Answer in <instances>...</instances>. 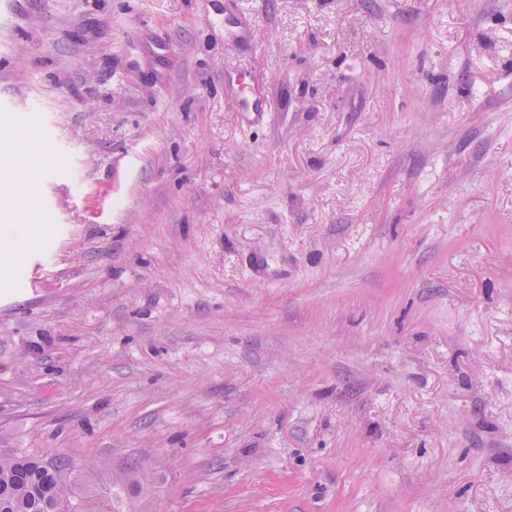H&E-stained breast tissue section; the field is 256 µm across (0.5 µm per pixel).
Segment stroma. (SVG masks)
Segmentation results:
<instances>
[{
	"label": "stroma",
	"mask_w": 512,
	"mask_h": 512,
	"mask_svg": "<svg viewBox=\"0 0 512 512\" xmlns=\"http://www.w3.org/2000/svg\"><path fill=\"white\" fill-rule=\"evenodd\" d=\"M4 141L0 443L164 512H512V0H0ZM5 219L1 230L10 232L9 237L0 246V281L8 282L13 272V260L24 255L32 244V236L27 224L15 222L7 217L14 210L10 201L5 198Z\"/></svg>",
	"instance_id": "obj_1"
}]
</instances>
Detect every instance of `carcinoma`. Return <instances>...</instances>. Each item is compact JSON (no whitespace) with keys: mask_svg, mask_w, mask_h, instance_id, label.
Instances as JSON below:
<instances>
[{"mask_svg":"<svg viewBox=\"0 0 512 512\" xmlns=\"http://www.w3.org/2000/svg\"><path fill=\"white\" fill-rule=\"evenodd\" d=\"M63 457L30 448H0V512H160L163 476L133 468L84 485L59 475Z\"/></svg>","mask_w":512,"mask_h":512,"instance_id":"carcinoma-1","label":"carcinoma"}]
</instances>
